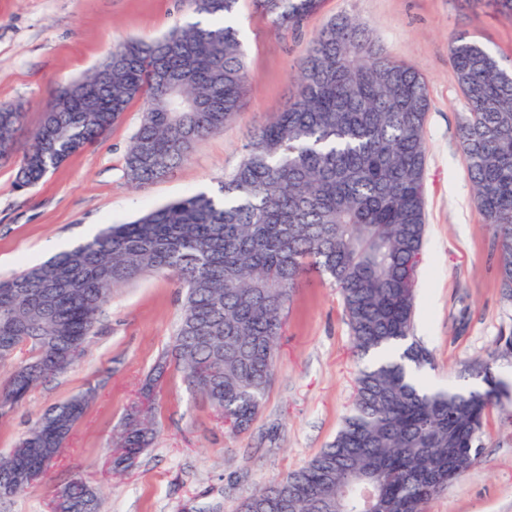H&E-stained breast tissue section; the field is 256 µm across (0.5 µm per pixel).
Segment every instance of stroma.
I'll return each mask as SVG.
<instances>
[{"instance_id": "35a3bbf8", "label": "stroma", "mask_w": 512, "mask_h": 512, "mask_svg": "<svg viewBox=\"0 0 512 512\" xmlns=\"http://www.w3.org/2000/svg\"><path fill=\"white\" fill-rule=\"evenodd\" d=\"M345 12L427 81L426 233L414 334L433 354L429 381L472 386L460 372L512 335V305L500 295L496 244L473 200L458 136L464 98L449 48L464 32L492 54L512 57V16L498 13L491 0H324L300 30L286 33L251 0H239L235 21L249 81L234 121L142 188L124 176V157L142 119L137 100L105 136L31 189H17L14 165L0 164V279L56 256V243L70 249L107 225L216 190L242 161L253 130L283 110L311 37ZM197 20L186 0H0V104L21 106L25 114L19 143L40 125L51 92L88 74L114 47ZM182 300L171 277L146 276L115 289L79 361L41 382L0 420L5 456L45 411L78 394L90 397L47 475L23 494L0 499V512H50L56 487L75 477L98 491L99 512H237L251 490L300 468L333 439L362 361L352 350L338 290L312 273L285 308L274 374L251 427L227 432L172 363L156 400L154 440L132 469L115 471L112 442L172 343ZM483 444L479 464L427 512H512L511 411L490 409Z\"/></svg>"}]
</instances>
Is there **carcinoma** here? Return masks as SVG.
<instances>
[{
  "mask_svg": "<svg viewBox=\"0 0 512 512\" xmlns=\"http://www.w3.org/2000/svg\"><path fill=\"white\" fill-rule=\"evenodd\" d=\"M238 0H187L211 24L175 27L153 40L130 39L87 76L56 89L43 121L18 148L22 112L0 105V160L18 155L15 186L47 173L107 133L129 103L142 120L125 155L139 188L186 162L195 144L224 130L243 105L244 52ZM279 30H295L322 0H253ZM450 60L467 111L459 135L477 207L496 243L497 277L512 303V60L464 34ZM424 76L391 59L349 15L329 19L297 64V90L256 129L218 193L173 200L129 224L0 281V419L46 378L67 371L84 348L112 291L145 275H176L184 288L171 350L142 391L153 397L168 358L190 391L247 430L270 385L283 311L303 273L338 290L356 355L393 346L399 356L362 367L349 412L327 447L302 467L246 496L238 512H426L427 504L474 467L487 411L504 406L494 365L512 363V337L467 370L481 390L433 386L429 350L412 335L425 235ZM88 404L73 397L39 417L0 458V498L24 464L54 459ZM154 429L128 411L114 465L127 470ZM57 495L66 512H98V497L74 478Z\"/></svg>",
  "mask_w": 512,
  "mask_h": 512,
  "instance_id": "cac0c4a2",
  "label": "carcinoma"
}]
</instances>
